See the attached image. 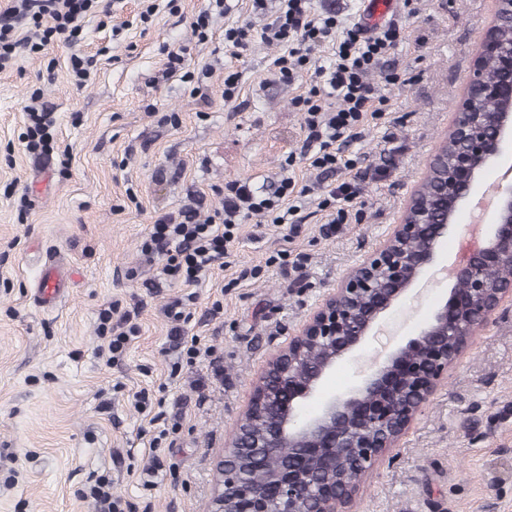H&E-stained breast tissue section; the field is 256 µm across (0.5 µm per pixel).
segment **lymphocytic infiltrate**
Segmentation results:
<instances>
[{
	"mask_svg": "<svg viewBox=\"0 0 512 512\" xmlns=\"http://www.w3.org/2000/svg\"><path fill=\"white\" fill-rule=\"evenodd\" d=\"M100 0H12V5L0 12V71L11 68L23 49L41 50L52 42L74 43L83 29L87 14L95 12ZM400 34L387 28L375 35H365L360 27L338 30L331 16L315 17L308 9V0H282L279 15L262 31L266 42L282 46L283 52L273 65L282 79L299 77L311 52L321 46H331L334 58L329 66L316 70L322 84L314 86L304 107V155L311 167L329 175L349 168L341 147L350 141L356 128L367 117V105L374 98L370 75L376 73L383 58L392 50ZM340 99L336 110L326 109L328 96ZM223 211L219 219H199L198 211L185 207L168 214L153 224L143 240L141 253L146 264L157 267L158 275L184 288V295L169 303L166 313L175 323L172 336L183 347L188 359L201 356L198 337H186L182 325L189 319L187 303L195 302L196 290L223 268L228 246L242 220L249 215H262L273 224L288 223L297 208L290 197H304L294 180L286 178L276 192L256 195L245 186L227 184ZM133 313H124L121 329H114L111 308L99 313V334L105 344L100 354L113 360L125 349L131 334L136 333Z\"/></svg>",
	"mask_w": 512,
	"mask_h": 512,
	"instance_id": "obj_1",
	"label": "lymphocytic infiltrate"
}]
</instances>
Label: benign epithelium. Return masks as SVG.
<instances>
[{
    "instance_id": "obj_1",
    "label": "benign epithelium",
    "mask_w": 512,
    "mask_h": 512,
    "mask_svg": "<svg viewBox=\"0 0 512 512\" xmlns=\"http://www.w3.org/2000/svg\"><path fill=\"white\" fill-rule=\"evenodd\" d=\"M496 10L476 50L461 110L383 244L349 269L257 377L217 458L210 512H358L361 484L406 435L469 344L512 303V179L492 191V222L451 268L449 297L348 392L325 390L336 366L437 264L484 174L512 157V40Z\"/></svg>"
}]
</instances>
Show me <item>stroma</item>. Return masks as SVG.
<instances>
[{"label":"stroma","mask_w":512,"mask_h":512,"mask_svg":"<svg viewBox=\"0 0 512 512\" xmlns=\"http://www.w3.org/2000/svg\"><path fill=\"white\" fill-rule=\"evenodd\" d=\"M86 16L80 41L22 52L0 72V512H96V479L112 484L120 512H208L215 463L268 356L287 344L342 274L373 253L398 223L451 123L472 73L495 0H394L385 25L399 41L378 80L389 109L362 124L343 149L356 182L346 219L324 226L320 175L303 156L304 114L294 104L316 81L328 49L294 82L274 76L278 46L254 38L235 56L224 29L265 15L250 0L210 14L206 37L193 24L209 0H107ZM183 52L182 74L164 76L168 52ZM96 56L84 86L71 54ZM240 74L224 99V73ZM55 124L29 152L31 100ZM308 187L300 220L251 217L229 247L228 264L198 289L186 336L207 355L188 361L170 343L164 308L174 286L152 287V271L130 277L151 224L183 205L201 216L222 209L231 182L274 190L282 178ZM458 226L412 299L386 315L385 334L337 366L328 391L345 393L374 364L387 336L408 340L448 297L445 274L465 238ZM304 255L303 269L292 262ZM56 264L66 290L54 307L37 299L39 269ZM138 310L123 355L98 354L101 309ZM161 404L152 422L137 392ZM359 512H512V308L469 341L466 353L395 448L366 478Z\"/></svg>","instance_id":"obj_1"}]
</instances>
